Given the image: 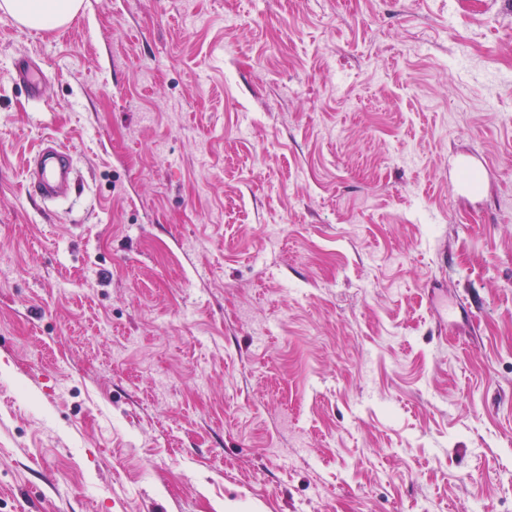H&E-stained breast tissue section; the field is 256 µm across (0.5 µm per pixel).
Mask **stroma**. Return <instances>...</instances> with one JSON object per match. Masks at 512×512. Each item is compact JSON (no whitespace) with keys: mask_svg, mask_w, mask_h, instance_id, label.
<instances>
[{"mask_svg":"<svg viewBox=\"0 0 512 512\" xmlns=\"http://www.w3.org/2000/svg\"><path fill=\"white\" fill-rule=\"evenodd\" d=\"M482 502L512 512V0L0 12V512ZM82 0H1L0 11L33 29L62 26L75 16ZM13 73L17 80L24 83L32 97H37L42 93L44 86L42 73L31 63L24 60L15 61ZM37 172L30 166L26 174L29 192H38L45 198H55L61 193V186L68 184L73 172L74 158L69 149L57 141L47 140L37 155Z\"/></svg>","mask_w":512,"mask_h":512,"instance_id":"1","label":"stroma"}]
</instances>
